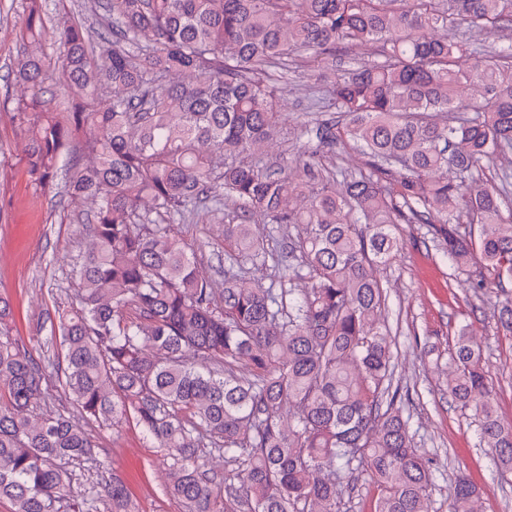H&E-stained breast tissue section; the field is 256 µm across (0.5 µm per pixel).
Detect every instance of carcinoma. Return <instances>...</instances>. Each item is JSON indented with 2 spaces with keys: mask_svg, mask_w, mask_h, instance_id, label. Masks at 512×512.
<instances>
[{
  "mask_svg": "<svg viewBox=\"0 0 512 512\" xmlns=\"http://www.w3.org/2000/svg\"><path fill=\"white\" fill-rule=\"evenodd\" d=\"M101 30L48 31L28 0L14 60L13 117L41 184L79 131L64 187L87 246L76 305L58 312L53 374L87 420L132 419L165 452L167 491L186 512H344L343 479L367 476L375 512H429L422 455L392 385L394 354L376 270L402 224H431L454 271L512 334V205L487 177L512 152V45L488 56L455 37L512 26V0H94ZM64 48L59 112L44 98V46ZM350 44L379 59L325 72L339 120L292 157L278 87L288 61ZM353 142L366 171L316 175L326 146ZM224 215V287L174 223ZM276 225L284 245L254 225ZM273 268L266 285L253 271ZM302 281L305 287H294ZM0 297V499L12 512H74L65 464L93 457L85 428L39 412L45 366L11 336ZM448 399L473 412L480 443L512 473V423L496 413L482 349L461 329ZM224 462V480L210 459ZM458 478L449 512H475ZM97 498L138 512L117 477Z\"/></svg>",
  "mask_w": 512,
  "mask_h": 512,
  "instance_id": "cac0c4a2",
  "label": "carcinoma"
}]
</instances>
